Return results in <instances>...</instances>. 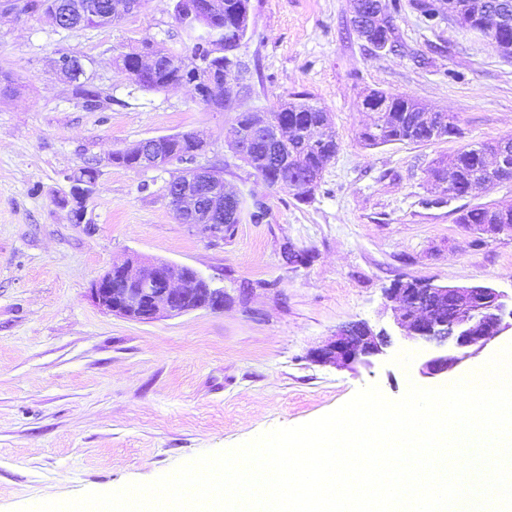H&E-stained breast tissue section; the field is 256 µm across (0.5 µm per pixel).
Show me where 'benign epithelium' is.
<instances>
[{"mask_svg": "<svg viewBox=\"0 0 512 512\" xmlns=\"http://www.w3.org/2000/svg\"><path fill=\"white\" fill-rule=\"evenodd\" d=\"M140 0H110L104 6L97 0H72L70 9L79 25L97 26L112 23L137 9ZM224 13V0H175L174 17L182 27L203 38L208 58L222 62L224 58V28L214 25ZM167 58L186 73L182 82L194 85L201 100L221 99L230 103L226 78L242 69L240 59L224 70L223 79H215L218 67L201 75V60L175 55L163 48L142 51L133 56L123 55L118 63L126 72H135L148 80L158 61ZM136 62L130 67L128 60ZM56 70L71 82L84 74L81 60L62 52L54 60ZM168 136L145 139L126 152L135 157V169L160 170L171 165L170 155L163 150ZM264 140L272 150L280 151L285 143V127L270 116L255 119L247 129L235 128L229 133L232 149L241 158L249 157L251 146ZM216 167H192L173 180L167 196L182 224H188L211 237L224 234V226L240 216L238 198L229 193L224 179L209 183L201 191V179L214 174ZM95 181L82 179L72 187V221L85 223V200ZM183 266L162 261H141L127 258L115 261L101 276L93 280L90 296L102 310L139 322H149L159 316H177L197 309H224V288L201 276L195 269L181 273ZM387 298L398 305L392 308L396 327L404 338L428 349L419 366L425 378L448 374L463 362L479 356L498 336L512 330V295L487 284L470 283L453 286L436 285L419 280L411 288H389ZM391 344L390 334L372 328L364 321L350 323L339 329L323 345L312 350L314 363L350 367L357 363L372 365L386 355Z\"/></svg>", "mask_w": 512, "mask_h": 512, "instance_id": "benign-epithelium-1", "label": "benign epithelium"}]
</instances>
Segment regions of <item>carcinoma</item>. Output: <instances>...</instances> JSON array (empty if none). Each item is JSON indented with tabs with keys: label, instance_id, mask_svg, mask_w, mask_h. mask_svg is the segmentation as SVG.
Instances as JSON below:
<instances>
[{
	"label": "carcinoma",
	"instance_id": "1",
	"mask_svg": "<svg viewBox=\"0 0 512 512\" xmlns=\"http://www.w3.org/2000/svg\"><path fill=\"white\" fill-rule=\"evenodd\" d=\"M502 5L501 21L487 29L471 21V15L481 0H456L457 17L466 29L486 36L504 57H512V0H487ZM414 6L425 21L435 26L444 20L438 0H414ZM180 69L160 63L151 81L139 85L144 90H158L179 80ZM370 96L378 100L376 130H366L361 139L370 146L388 143L423 144L460 134L454 116L437 110L431 114L418 112V103L407 96L373 90ZM280 123L288 126V163L272 162L271 150L263 142L252 146L247 164L271 184H293L302 172L323 170L335 156L338 144L329 115L304 93H295L270 112ZM498 143L468 144L450 156L453 166L440 161L430 169V176L441 179V173L452 170V197L465 198L470 190L483 185L484 169L493 163L490 158ZM171 159L177 163H192L197 158V145L188 134H174L167 141ZM456 223L478 230L481 224H512V207L494 205H463L457 210Z\"/></svg>",
	"mask_w": 512,
	"mask_h": 512
}]
</instances>
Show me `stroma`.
<instances>
[{"mask_svg":"<svg viewBox=\"0 0 512 512\" xmlns=\"http://www.w3.org/2000/svg\"><path fill=\"white\" fill-rule=\"evenodd\" d=\"M353 0H250V31L230 108L191 86L135 87L118 56L150 40L189 42L172 0H143L119 23L59 28L48 16L0 13V512L41 500L148 483L197 456L316 419L375 384L391 399L433 386L420 344L394 336L389 358L357 371L312 363L341 327L392 329L385 296L399 278L486 283L512 293V235L475 245L460 205H512V182L460 201L431 186L433 160L512 136V58L455 24L430 27L404 0L397 47L377 52L351 27ZM80 57L101 94L87 110L54 67ZM409 96L453 115L461 137L365 145L369 92ZM297 91L330 116L339 149L311 199L272 185L228 142L239 113L266 112ZM191 131L244 210L232 237L180 223L166 185L182 164L137 171L110 152ZM96 167L87 224L63 205L70 174ZM265 221L247 215L253 201ZM301 254L289 262V253ZM128 257L195 268L224 289V308L151 322L106 312L93 279Z\"/></svg>","mask_w":512,"mask_h":512,"instance_id":"stroma-1","label":"stroma"}]
</instances>
